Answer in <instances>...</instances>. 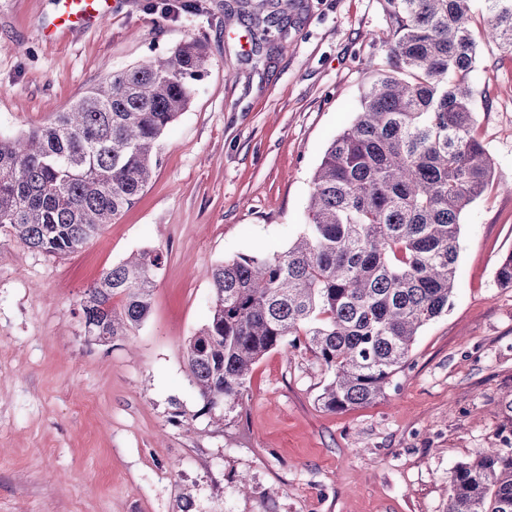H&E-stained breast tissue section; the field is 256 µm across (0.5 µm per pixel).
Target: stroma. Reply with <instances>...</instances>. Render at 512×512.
<instances>
[{
  "label": "stroma",
  "instance_id": "stroma-1",
  "mask_svg": "<svg viewBox=\"0 0 512 512\" xmlns=\"http://www.w3.org/2000/svg\"><path fill=\"white\" fill-rule=\"evenodd\" d=\"M232 2L110 0L100 25L49 34L55 0H0L4 136L47 124L107 72L189 40L209 55L134 206L63 258L0 244V512H448L455 468L508 434L512 288L495 271L512 253V53L484 40L475 107L505 188L463 217L448 313L371 404L324 408L330 374L300 345L254 365L223 424L201 414L186 346L213 267L302 234L314 172L355 117L367 61L388 53L377 0H288L258 54L245 26H225ZM144 248L167 257L149 316L95 341L84 289Z\"/></svg>",
  "mask_w": 512,
  "mask_h": 512
}]
</instances>
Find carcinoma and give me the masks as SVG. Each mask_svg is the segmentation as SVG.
Here are the masks:
<instances>
[{
	"label": "carcinoma",
	"instance_id": "carcinoma-1",
	"mask_svg": "<svg viewBox=\"0 0 512 512\" xmlns=\"http://www.w3.org/2000/svg\"><path fill=\"white\" fill-rule=\"evenodd\" d=\"M250 0L225 24L270 15ZM473 0H379L387 64L353 121L313 175L309 223L280 254L241 255L214 267L208 322L190 338L187 368L201 411L247 392L254 364L304 343L331 373L330 411L369 404L408 361L422 327L448 312L461 216L495 185L478 133L472 73ZM482 36L512 53V0H485ZM204 48L109 73L50 123L0 136V239L52 257L75 252L131 207L152 178L157 142L186 111L208 71ZM166 256L143 249L80 299L84 334L127 337L147 318ZM512 287V253L497 269ZM448 512H512V453L483 448L450 480Z\"/></svg>",
	"mask_w": 512,
	"mask_h": 512
}]
</instances>
